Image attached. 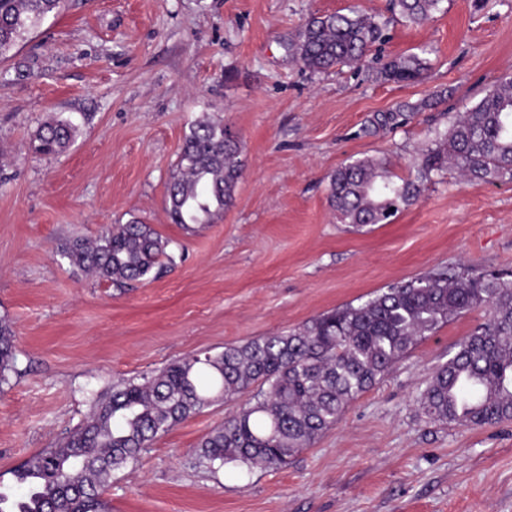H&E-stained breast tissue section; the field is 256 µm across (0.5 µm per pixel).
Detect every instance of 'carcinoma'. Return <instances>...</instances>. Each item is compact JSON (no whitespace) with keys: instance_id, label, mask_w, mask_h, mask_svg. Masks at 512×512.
I'll list each match as a JSON object with an SVG mask.
<instances>
[{"instance_id":"1","label":"carcinoma","mask_w":512,"mask_h":512,"mask_svg":"<svg viewBox=\"0 0 512 512\" xmlns=\"http://www.w3.org/2000/svg\"><path fill=\"white\" fill-rule=\"evenodd\" d=\"M444 0H390L406 23L423 26ZM62 0H0V57ZM376 16L350 9L313 15L288 50L312 72L357 67L383 37ZM426 62L417 56L380 58L376 79L413 82ZM437 100L402 104L374 117L383 128ZM77 126L68 119L44 123L31 140L43 155L61 153ZM453 167L466 181L512 183V72L492 82L459 115L407 178L384 158L348 161L328 176V201L344 224H387L415 204L432 174ZM241 146L221 121L192 124L167 181L168 215L192 230L213 224L233 205L242 175ZM169 242L138 219L106 229L92 242L73 240L63 252L70 264L125 288L173 262ZM477 307L486 322L456 344L418 402L433 421L468 427L512 421V272L472 276L465 268L440 269L401 281L366 301L337 307L286 332L262 336L204 357L174 361L141 382L112 386L95 401L87 423L57 447L28 457L14 471L22 494L0 492V512H103L99 489L134 462L153 440L192 415L256 388L249 402L202 437L200 464L229 463L279 469L326 430L347 405L371 389L418 342ZM14 331L0 318V384L14 368Z\"/></svg>"}]
</instances>
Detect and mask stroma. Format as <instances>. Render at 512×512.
I'll list each match as a JSON object with an SVG mask.
<instances>
[{
    "label": "stroma",
    "instance_id": "stroma-1",
    "mask_svg": "<svg viewBox=\"0 0 512 512\" xmlns=\"http://www.w3.org/2000/svg\"><path fill=\"white\" fill-rule=\"evenodd\" d=\"M387 0H64L0 58V318L16 362L0 385V486L29 456L81 427L114 383L298 327L437 268L512 270V183L434 173L391 223L336 219L327 177L345 161L407 175L421 151L512 70V0H446L415 27L389 20L372 56L416 55L415 82L370 64L315 74L287 43L313 15ZM400 125L377 113L437 92ZM78 133L33 152L50 117ZM222 121L241 141L235 204L190 232L172 223L166 183L190 125ZM170 242L175 263L117 289L62 255L132 219ZM476 308L419 343L341 421L281 469L199 464L202 437L238 405L216 403L159 436L103 491L111 512H512V422L432 423L416 398Z\"/></svg>",
    "mask_w": 512,
    "mask_h": 512
}]
</instances>
